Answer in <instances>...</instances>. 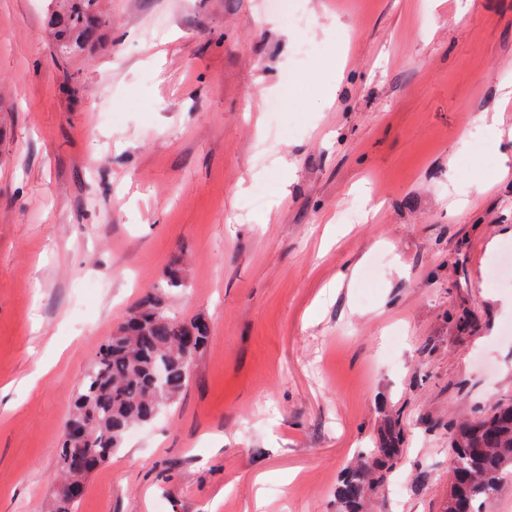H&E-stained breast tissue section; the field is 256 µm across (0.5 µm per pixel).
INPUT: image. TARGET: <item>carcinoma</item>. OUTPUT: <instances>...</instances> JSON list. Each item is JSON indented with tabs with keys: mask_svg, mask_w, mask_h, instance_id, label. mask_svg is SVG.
Masks as SVG:
<instances>
[{
	"mask_svg": "<svg viewBox=\"0 0 512 512\" xmlns=\"http://www.w3.org/2000/svg\"><path fill=\"white\" fill-rule=\"evenodd\" d=\"M50 17L60 53L93 42L100 26L99 0H60ZM185 287L182 269L170 267L156 292L146 296L99 347L73 398L71 417L88 425L78 447L62 444L59 469L64 481L81 489L93 470L118 451L134 425L153 421L161 404L186 387L192 361L183 337L194 336L192 353L207 342L208 323L168 311L165 295ZM404 428L396 422L379 446L359 451L340 475L338 512H364L366 500L384 484V473L398 464ZM453 479L444 512H486L503 475L512 474V402L448 424Z\"/></svg>",
	"mask_w": 512,
	"mask_h": 512,
	"instance_id": "1",
	"label": "carcinoma"
}]
</instances>
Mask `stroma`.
<instances>
[{"label":"stroma","mask_w":512,"mask_h":512,"mask_svg":"<svg viewBox=\"0 0 512 512\" xmlns=\"http://www.w3.org/2000/svg\"><path fill=\"white\" fill-rule=\"evenodd\" d=\"M262 2L100 0L63 55L56 0H0V512H50L80 381L174 261L168 308L210 337L77 512H336L390 419L366 512H442L449 421L512 400V287L487 279L512 248V0H293L304 30ZM404 428L394 422L381 437L377 448L360 450L340 475L336 487L339 512H364L366 500L384 484V473L398 464Z\"/></svg>","instance_id":"stroma-1"}]
</instances>
